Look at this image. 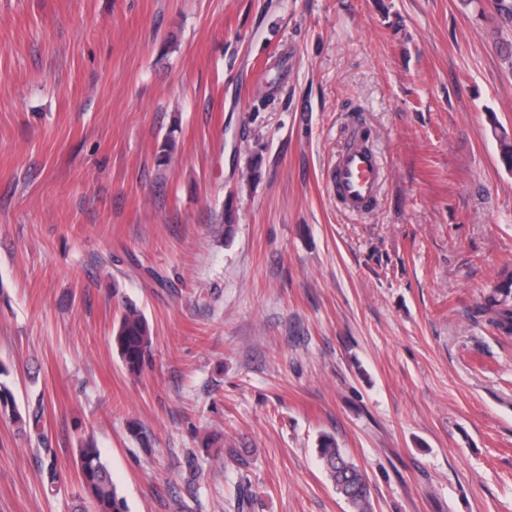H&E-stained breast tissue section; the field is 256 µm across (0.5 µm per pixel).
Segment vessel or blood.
I'll use <instances>...</instances> for the list:
<instances>
[{"label": "vessel or blood", "instance_id": "vessel-or-blood-1", "mask_svg": "<svg viewBox=\"0 0 512 512\" xmlns=\"http://www.w3.org/2000/svg\"><path fill=\"white\" fill-rule=\"evenodd\" d=\"M382 175L376 153L367 147L362 135L357 134L338 154L331 185L346 210L360 212L374 203Z\"/></svg>", "mask_w": 512, "mask_h": 512}]
</instances>
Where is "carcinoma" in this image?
<instances>
[{"mask_svg": "<svg viewBox=\"0 0 512 512\" xmlns=\"http://www.w3.org/2000/svg\"><path fill=\"white\" fill-rule=\"evenodd\" d=\"M500 149V160L504 167L512 171V136L505 129L493 126ZM177 129H170L162 138L155 152V164L159 169L169 166L178 152ZM486 312L491 314L489 322L498 330L512 335V308L494 301ZM126 369L132 374H140L149 366L153 358V337L150 324L144 313L134 303L126 305L112 336ZM0 416L14 424L25 427L23 416L13 392L0 383ZM317 453L321 464L336 489V493L347 501L351 512H374L370 485L363 469L336 443L329 433H323L318 440ZM212 456L210 443L186 453L183 466L187 484L196 481L200 465L199 456ZM76 469L80 475L85 500L93 512H128L127 503L112 481L111 473L102 460L101 453L92 440L85 441L79 448Z\"/></svg>", "mask_w": 512, "mask_h": 512, "instance_id": "1", "label": "carcinoma"}]
</instances>
